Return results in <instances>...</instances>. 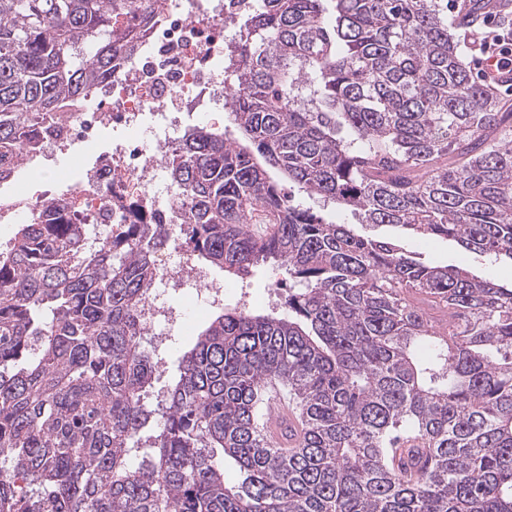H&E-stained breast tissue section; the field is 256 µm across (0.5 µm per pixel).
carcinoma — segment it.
<instances>
[{"label": "carcinoma", "instance_id": "cac0c4a2", "mask_svg": "<svg viewBox=\"0 0 512 512\" xmlns=\"http://www.w3.org/2000/svg\"><path fill=\"white\" fill-rule=\"evenodd\" d=\"M124 8L0 0V160L41 155L112 75ZM452 30L448 0H256L224 55L233 130L189 129L169 175L193 258L278 265L288 312L221 306L152 406L164 225L99 239L60 204L20 225L0 247V512H512V282L287 191L512 261V107ZM272 382L289 447L265 442Z\"/></svg>", "mask_w": 512, "mask_h": 512}]
</instances>
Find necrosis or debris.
Masks as SVG:
<instances>
[{"instance_id":"1","label":"necrosis or debris","mask_w":512,"mask_h":512,"mask_svg":"<svg viewBox=\"0 0 512 512\" xmlns=\"http://www.w3.org/2000/svg\"><path fill=\"white\" fill-rule=\"evenodd\" d=\"M252 5L253 0H127L126 14L112 22L130 40L127 61L105 81L102 94L69 107L66 119L43 137V152L94 145L109 126L121 130V138L64 191L32 195L16 188L0 201V221L25 224L44 205L64 201L74 224H162L168 245L155 261L158 281L192 288L206 308L232 298L223 280L181 244L169 162L184 130L223 107L229 85L224 47Z\"/></svg>"}]
</instances>
